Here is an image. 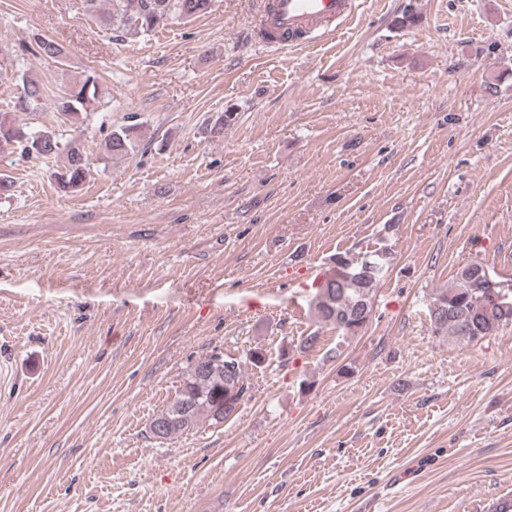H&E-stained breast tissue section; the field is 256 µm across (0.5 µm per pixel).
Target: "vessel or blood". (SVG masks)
I'll use <instances>...</instances> for the list:
<instances>
[{"instance_id":"1","label":"vessel or blood","mask_w":512,"mask_h":512,"mask_svg":"<svg viewBox=\"0 0 512 512\" xmlns=\"http://www.w3.org/2000/svg\"><path fill=\"white\" fill-rule=\"evenodd\" d=\"M356 0H254L259 21L250 38L264 50L293 45L295 36L331 21H347L357 11Z\"/></svg>"}]
</instances>
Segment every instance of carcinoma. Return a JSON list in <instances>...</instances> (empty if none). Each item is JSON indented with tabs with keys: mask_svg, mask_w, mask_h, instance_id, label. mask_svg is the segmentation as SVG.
I'll list each match as a JSON object with an SVG mask.
<instances>
[{
	"mask_svg": "<svg viewBox=\"0 0 512 512\" xmlns=\"http://www.w3.org/2000/svg\"><path fill=\"white\" fill-rule=\"evenodd\" d=\"M85 11L95 17H103L107 24L126 35H148L174 21L192 19L209 12L212 0H110L111 11L101 15L103 0H82ZM32 55L43 60L65 64L66 51L55 40L37 37L24 44L16 61ZM43 86L37 80L22 76V91L14 107L20 112L33 111L40 105ZM101 90L95 71L83 72L58 96L57 112L69 120L90 114L99 101ZM236 114L226 112L206 127L210 138L224 137V126L231 124ZM142 136V126L130 123L111 131L104 139V159H122L134 156ZM14 145L20 151L36 159H49L66 153V165L58 179L63 187L77 189L85 180L89 168L88 157L80 144H62L53 132L34 130L23 132L14 127L7 115L0 113V149ZM346 270L337 277L325 275L317 286L310 303L316 323L329 326L341 336H354L361 332L370 320V314L359 309L360 299L370 300L385 277L390 265V252L384 248L351 256L336 255ZM485 265L474 261L462 267L454 282L447 288H439L428 304V316L433 334L448 338L462 345L476 343L487 336L497 334L512 325V306H493L488 300L489 289ZM227 372L221 376L207 373L212 363L206 355L191 362L182 375L180 389L172 402L158 413L167 421L165 438L188 433L205 424H218L236 417L242 401L249 397L250 383L245 375L242 360L226 355L223 357Z\"/></svg>",
	"mask_w": 512,
	"mask_h": 512,
	"instance_id": "carcinoma-1",
	"label": "carcinoma"
}]
</instances>
